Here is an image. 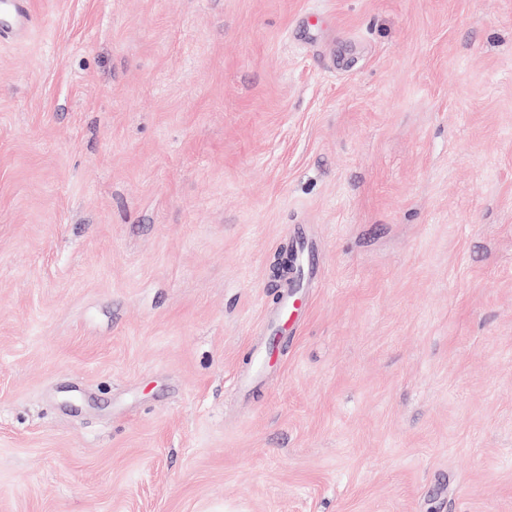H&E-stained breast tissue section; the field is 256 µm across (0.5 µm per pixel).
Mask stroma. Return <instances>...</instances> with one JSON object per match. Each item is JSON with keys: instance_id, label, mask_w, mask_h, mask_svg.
Returning a JSON list of instances; mask_svg holds the SVG:
<instances>
[{"instance_id": "obj_1", "label": "stroma", "mask_w": 512, "mask_h": 512, "mask_svg": "<svg viewBox=\"0 0 512 512\" xmlns=\"http://www.w3.org/2000/svg\"><path fill=\"white\" fill-rule=\"evenodd\" d=\"M31 7L0 512H512V0ZM298 234L318 284L243 391Z\"/></svg>"}]
</instances>
